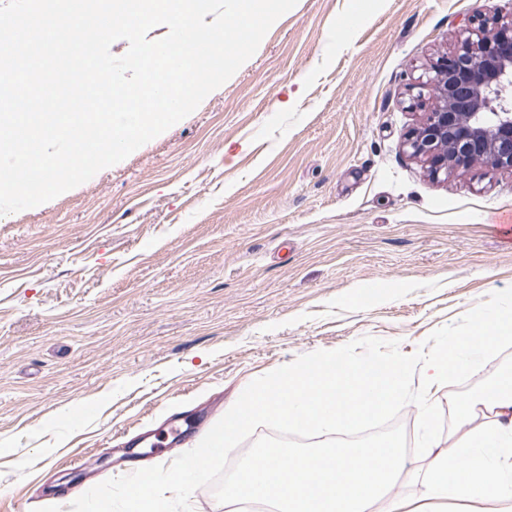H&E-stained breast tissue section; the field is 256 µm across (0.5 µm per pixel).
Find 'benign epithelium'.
<instances>
[{
  "mask_svg": "<svg viewBox=\"0 0 512 512\" xmlns=\"http://www.w3.org/2000/svg\"><path fill=\"white\" fill-rule=\"evenodd\" d=\"M421 121L405 146L435 174L483 160L512 171V19L481 12L410 87ZM434 91L435 102L425 97Z\"/></svg>",
  "mask_w": 512,
  "mask_h": 512,
  "instance_id": "obj_1",
  "label": "benign epithelium"
}]
</instances>
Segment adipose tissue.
Wrapping results in <instances>:
<instances>
[{"mask_svg": "<svg viewBox=\"0 0 512 512\" xmlns=\"http://www.w3.org/2000/svg\"><path fill=\"white\" fill-rule=\"evenodd\" d=\"M470 326L421 361L399 358L353 361L346 352L312 356L282 369L265 385L248 390L223 427L201 440L195 456L149 480L127 488L131 512L164 507L168 494L187 495L211 455L231 449L234 436L257 421H276L326 436L320 449L294 453L261 450L245 459L224 486L225 512H241L245 503H263L275 512H404L391 489L408 473L417 500L453 499L472 512H512V373L469 400L455 402L470 434L441 447L434 428L431 392L448 380L477 370L478 360L493 357L512 341V299L495 312H468ZM418 372L422 398L419 415L423 447L432 460L426 469L410 467L397 444L337 447L328 437L386 415L404 394L410 372Z\"/></svg>", "mask_w": 512, "mask_h": 512, "instance_id": "adipose-tissue-1", "label": "adipose tissue"}]
</instances>
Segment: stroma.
Here are the masks:
<instances>
[{
    "instance_id": "1",
    "label": "stroma",
    "mask_w": 512,
    "mask_h": 512,
    "mask_svg": "<svg viewBox=\"0 0 512 512\" xmlns=\"http://www.w3.org/2000/svg\"><path fill=\"white\" fill-rule=\"evenodd\" d=\"M512 0H297L198 108L123 161L0 217V512H126L135 474L180 463L188 439L139 469L72 480L70 462L174 415L222 424L245 390L301 357L410 354L512 295V171L476 162L433 177L403 149L409 86L468 18ZM512 367V343L434 396ZM421 461L413 401L369 421ZM261 423L195 480L186 512H224V484L268 439Z\"/></svg>"
}]
</instances>
